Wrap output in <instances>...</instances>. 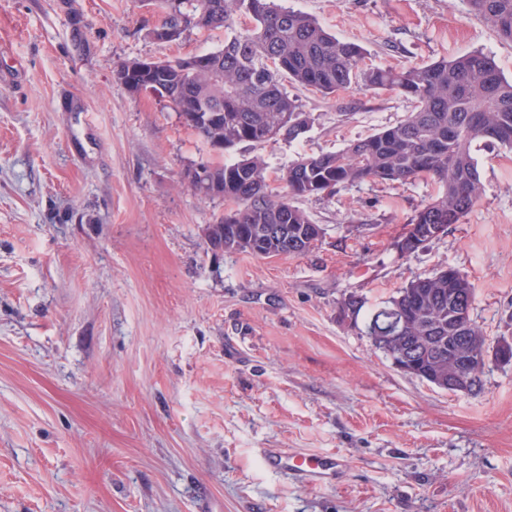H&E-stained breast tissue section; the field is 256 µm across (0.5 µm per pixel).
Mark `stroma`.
I'll return each mask as SVG.
<instances>
[{"label":"stroma","mask_w":512,"mask_h":512,"mask_svg":"<svg viewBox=\"0 0 512 512\" xmlns=\"http://www.w3.org/2000/svg\"><path fill=\"white\" fill-rule=\"evenodd\" d=\"M369 65L512 43L465 0H284ZM142 0H0V512H512V364L453 394L396 369L363 314L450 266L488 342L512 339V151L478 144L484 193L409 255L394 242L437 192L366 182L299 200L325 235L295 257L213 253L224 213L182 181L212 153L123 62L218 49L153 40ZM314 118L259 147L270 175L403 120L386 90L295 89ZM267 448L334 454L336 483L270 470Z\"/></svg>","instance_id":"obj_1"}]
</instances>
